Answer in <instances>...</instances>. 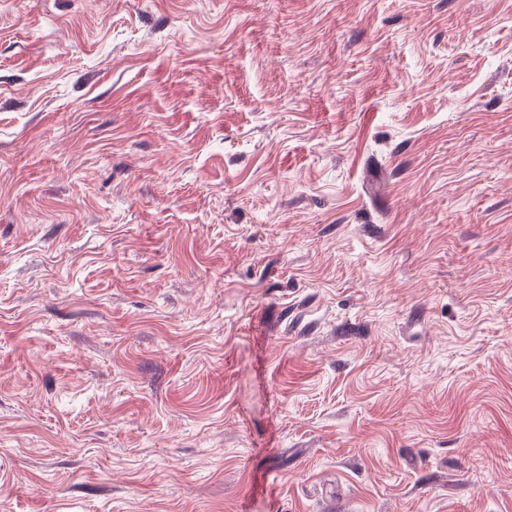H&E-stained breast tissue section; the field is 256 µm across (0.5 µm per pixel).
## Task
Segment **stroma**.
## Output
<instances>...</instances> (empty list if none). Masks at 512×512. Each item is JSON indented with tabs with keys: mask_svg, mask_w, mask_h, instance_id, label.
<instances>
[{
	"mask_svg": "<svg viewBox=\"0 0 512 512\" xmlns=\"http://www.w3.org/2000/svg\"><path fill=\"white\" fill-rule=\"evenodd\" d=\"M0 512H512V0H0Z\"/></svg>",
	"mask_w": 512,
	"mask_h": 512,
	"instance_id": "obj_1",
	"label": "stroma"
}]
</instances>
